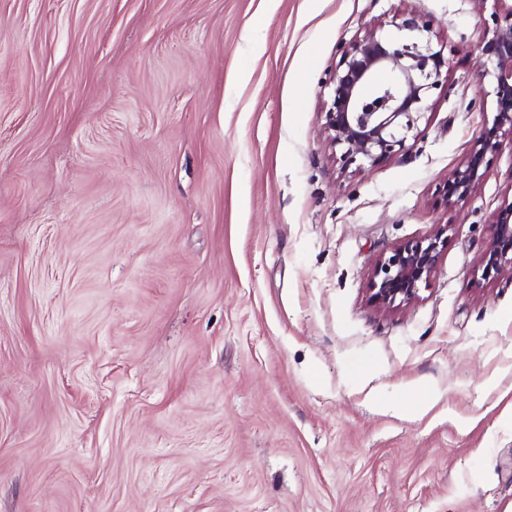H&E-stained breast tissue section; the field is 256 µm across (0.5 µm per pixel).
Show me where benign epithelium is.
<instances>
[{
  "instance_id": "obj_1",
  "label": "benign epithelium",
  "mask_w": 512,
  "mask_h": 512,
  "mask_svg": "<svg viewBox=\"0 0 512 512\" xmlns=\"http://www.w3.org/2000/svg\"><path fill=\"white\" fill-rule=\"evenodd\" d=\"M498 10L484 36L481 65L493 98L492 123L448 178L444 195L449 205L477 190L503 140H512V6ZM396 27L406 35L390 39L377 27L348 45L323 103L331 147L339 148L345 166L358 171L406 154L408 138L425 117L433 92L447 79L448 60L432 44L429 21L409 14ZM447 232L448 225L440 224L431 237L380 257L372 271L370 299L386 309L418 300L446 247ZM481 266L484 278L512 268V202L497 215Z\"/></svg>"
}]
</instances>
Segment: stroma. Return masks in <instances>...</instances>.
<instances>
[{"instance_id": "35a3bbf8", "label": "stroma", "mask_w": 512, "mask_h": 512, "mask_svg": "<svg viewBox=\"0 0 512 512\" xmlns=\"http://www.w3.org/2000/svg\"><path fill=\"white\" fill-rule=\"evenodd\" d=\"M494 0H0V512H512V274L477 193ZM431 19L403 158L343 167L345 46ZM448 227L420 297L376 260Z\"/></svg>"}]
</instances>
